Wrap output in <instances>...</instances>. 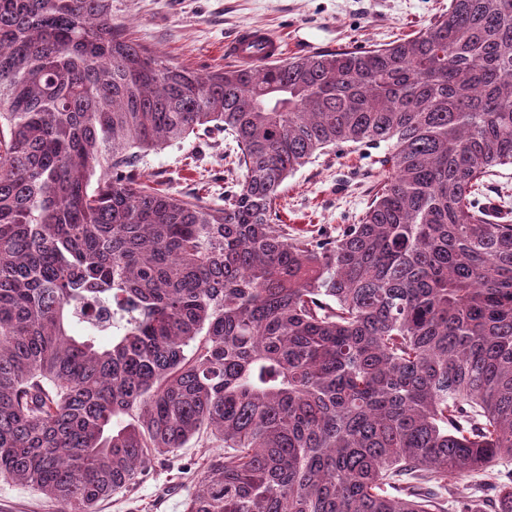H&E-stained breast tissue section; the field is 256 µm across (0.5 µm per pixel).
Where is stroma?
<instances>
[{
  "label": "stroma",
  "instance_id": "stroma-1",
  "mask_svg": "<svg viewBox=\"0 0 512 512\" xmlns=\"http://www.w3.org/2000/svg\"><path fill=\"white\" fill-rule=\"evenodd\" d=\"M448 8V0H113L112 15L155 54L199 71L225 66L224 42L242 27L280 36L292 56L411 36ZM223 136L189 137L142 154L141 173L171 193L223 205L238 178L224 164ZM358 151L320 153L284 181V223L335 234L358 220L376 186V157ZM222 446L193 440L174 455L152 459L133 487L101 500L97 512H184V500ZM41 493L0 482V512H59Z\"/></svg>",
  "mask_w": 512,
  "mask_h": 512
}]
</instances>
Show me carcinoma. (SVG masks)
<instances>
[{
  "mask_svg": "<svg viewBox=\"0 0 512 512\" xmlns=\"http://www.w3.org/2000/svg\"><path fill=\"white\" fill-rule=\"evenodd\" d=\"M236 143L224 207L141 153ZM380 188L326 237L275 200L323 151ZM512 0L408 38L198 72L112 0H0V480L95 512L150 458L224 444L185 512H512ZM112 311L103 330L81 315ZM496 176L486 179L482 195L479 197L482 204L494 205L509 210L512 224V165L506 164L495 168Z\"/></svg>",
  "mask_w": 512,
  "mask_h": 512,
  "instance_id": "cac0c4a2",
  "label": "carcinoma"
}]
</instances>
